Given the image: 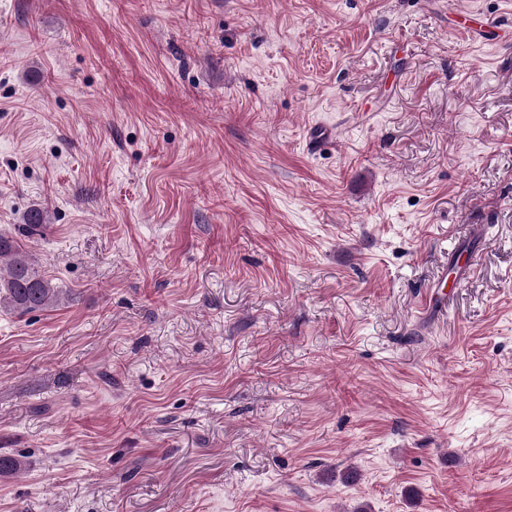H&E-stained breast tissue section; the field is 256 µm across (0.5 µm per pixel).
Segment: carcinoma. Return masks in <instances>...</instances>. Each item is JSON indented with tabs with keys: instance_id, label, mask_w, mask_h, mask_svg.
<instances>
[{
	"instance_id": "carcinoma-1",
	"label": "carcinoma",
	"mask_w": 512,
	"mask_h": 512,
	"mask_svg": "<svg viewBox=\"0 0 512 512\" xmlns=\"http://www.w3.org/2000/svg\"><path fill=\"white\" fill-rule=\"evenodd\" d=\"M58 302V289L45 278L12 236L0 233V308L20 315Z\"/></svg>"
}]
</instances>
